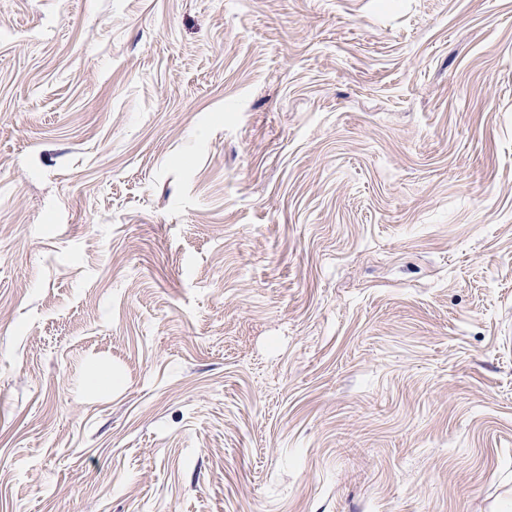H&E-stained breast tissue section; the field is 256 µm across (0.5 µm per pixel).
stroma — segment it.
Segmentation results:
<instances>
[{"label":"stroma","mask_w":512,"mask_h":512,"mask_svg":"<svg viewBox=\"0 0 512 512\" xmlns=\"http://www.w3.org/2000/svg\"><path fill=\"white\" fill-rule=\"evenodd\" d=\"M0 512H512V0H0Z\"/></svg>","instance_id":"obj_1"}]
</instances>
